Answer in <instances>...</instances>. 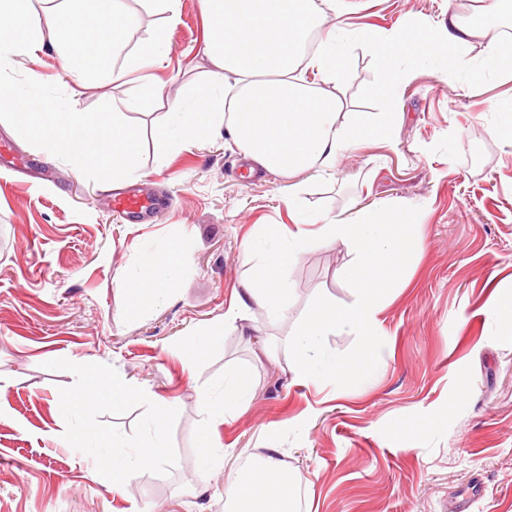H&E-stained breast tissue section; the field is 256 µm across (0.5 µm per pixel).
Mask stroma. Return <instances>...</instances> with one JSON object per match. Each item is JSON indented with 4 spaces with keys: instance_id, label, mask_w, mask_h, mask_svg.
Listing matches in <instances>:
<instances>
[{
    "instance_id": "obj_1",
    "label": "stroma",
    "mask_w": 512,
    "mask_h": 512,
    "mask_svg": "<svg viewBox=\"0 0 512 512\" xmlns=\"http://www.w3.org/2000/svg\"><path fill=\"white\" fill-rule=\"evenodd\" d=\"M354 28L417 23L437 29L451 0H352ZM139 18L110 70L65 73L44 44L36 60L15 57L0 83L46 99L69 95L78 110L122 113L137 129L128 179L166 199L151 223L112 208L107 174L51 154L16 116L0 111V512H233L229 475L270 449L288 477L298 512H512V343L487 310L512 292V140L490 135L512 99V74L463 86L486 48L476 42L461 65L411 67L400 89L390 138H371L331 172L285 178L248 173L228 133L171 143L174 100L210 79L209 31L200 0H182L167 24L152 0H125ZM159 40L148 78L113 81L129 56ZM381 72L370 51L352 45L335 92L350 119H369L366 96ZM327 216L410 204L420 209L425 249L378 317L387 342L384 369L370 385L303 382L287 344L311 301L355 300L343 275L353 255L341 244L312 249L291 264L287 316L259 306L246 330L227 329L218 356L196 368L175 343L223 322L233 288L255 262L245 240L262 225L293 228L290 195ZM189 241L168 298L128 320L124 286L141 278V258ZM237 372L251 402L210 433L223 466H200L203 396H220ZM121 378L170 401L168 452L112 489L80 434L99 446L120 440L134 452L153 436L151 412L134 397L70 413L86 379Z\"/></svg>"
}]
</instances>
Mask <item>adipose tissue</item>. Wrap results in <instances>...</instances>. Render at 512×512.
I'll list each match as a JSON object with an SVG mask.
<instances>
[{"mask_svg": "<svg viewBox=\"0 0 512 512\" xmlns=\"http://www.w3.org/2000/svg\"><path fill=\"white\" fill-rule=\"evenodd\" d=\"M34 9L31 0H0V60L11 55L34 56L42 49L44 35H51L64 53V71L74 62L94 67L101 59L87 54V47L101 41L120 45L137 26L135 16L124 10L120 0H65L56 5L45 0ZM484 24H471L456 12L438 36L424 34L415 25L379 31L371 28L325 29L328 15L340 16L346 0H201L210 23L207 55L214 66L210 83L198 90L192 103L174 102L181 140H201L228 130L253 167L292 178L310 170L334 169L348 151L371 137L389 138L397 117V89L406 76L403 61L412 64L447 59L449 48H463L474 41L485 42L487 51L479 76L512 72V42H504L490 23L504 12L512 13V0H479ZM319 31V44L310 56L302 48L311 31ZM364 45L373 54L382 73L381 81L369 90L383 105L372 120H341L343 103L329 92L347 60L351 44ZM320 75L321 86L308 84L299 67ZM0 108L15 111L37 137L57 155L103 170L112 179L132 177L138 133L121 113L111 120L70 108L66 103L49 106L32 95H20L0 86ZM190 245L181 242L167 254H148L147 268H163L161 278L148 277L125 288V313L137 319L147 297L163 298L171 291L175 273ZM127 382L92 384L77 401L121 402L134 395ZM152 412L154 438L133 457H124L112 470V489L121 491L126 477L153 465L167 453L164 443L171 405L152 392L136 393ZM254 395L248 377L233 373L224 381L221 399L204 398L207 426L219 424L225 415L236 413ZM228 501L243 512H293L291 486L283 481L275 459L249 476L227 479Z\"/></svg>", "mask_w": 512, "mask_h": 512, "instance_id": "1", "label": "adipose tissue"}]
</instances>
